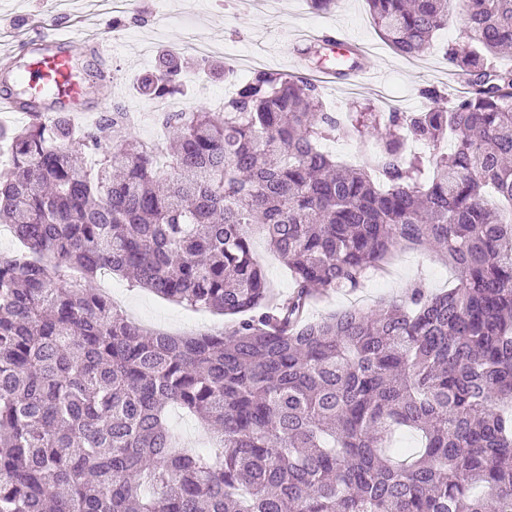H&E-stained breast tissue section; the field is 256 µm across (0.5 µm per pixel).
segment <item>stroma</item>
<instances>
[{
	"label": "stroma",
	"instance_id": "35a3bbf8",
	"mask_svg": "<svg viewBox=\"0 0 512 512\" xmlns=\"http://www.w3.org/2000/svg\"><path fill=\"white\" fill-rule=\"evenodd\" d=\"M62 20L75 32L98 33L111 52L112 100L133 111L144 102L133 93V79L155 69L161 49L183 50L190 36L210 42L212 59L233 64L241 75L256 66L294 73L284 50L304 29L373 47L374 73L357 92L321 86L325 104L339 112L351 111L357 101L377 105L391 97L399 111L413 112L423 103L424 89H436L449 101L464 89L444 56L447 44L466 46L460 0H452L448 23L436 33L433 47L413 58L383 40L366 0H340L329 12L316 11L310 0H135L134 7L119 11L105 0H0V48L12 46L22 32L34 38L52 31ZM418 281L437 292L451 287L453 273L434 253L402 249L393 257L388 276L373 273L362 288L330 292L309 314L318 318L352 306L373 308L404 295ZM93 285L111 291L124 302L128 316L150 328L195 335L225 323L223 315L172 304L118 275H99Z\"/></svg>",
	"mask_w": 512,
	"mask_h": 512
}]
</instances>
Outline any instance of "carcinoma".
I'll list each match as a JSON object with an SVG mask.
<instances>
[{
	"label": "carcinoma",
	"mask_w": 512,
	"mask_h": 512,
	"mask_svg": "<svg viewBox=\"0 0 512 512\" xmlns=\"http://www.w3.org/2000/svg\"><path fill=\"white\" fill-rule=\"evenodd\" d=\"M415 56L448 0H367ZM468 91L446 108L340 114L304 76L254 69L223 108L182 106L187 67L164 53L154 100L170 162L115 106L0 126V512H512V0H464ZM376 139L369 162L321 144ZM428 148L407 154L404 137ZM288 265L275 298L253 235ZM420 248L456 273L378 309L319 319ZM107 271L231 317L195 336L150 331L89 286ZM179 406L211 446L185 448ZM420 433L414 451L391 447Z\"/></svg>",
	"instance_id": "obj_1"
}]
</instances>
